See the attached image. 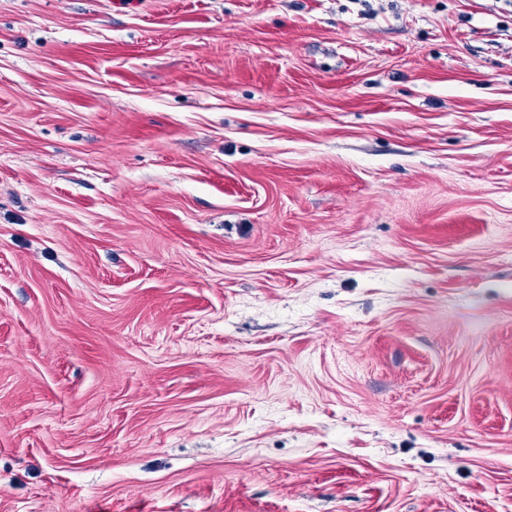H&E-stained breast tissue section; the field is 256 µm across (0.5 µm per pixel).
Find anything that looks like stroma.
<instances>
[{
    "label": "stroma",
    "instance_id": "1",
    "mask_svg": "<svg viewBox=\"0 0 512 512\" xmlns=\"http://www.w3.org/2000/svg\"><path fill=\"white\" fill-rule=\"evenodd\" d=\"M0 512H512V0H0Z\"/></svg>",
    "mask_w": 512,
    "mask_h": 512
}]
</instances>
